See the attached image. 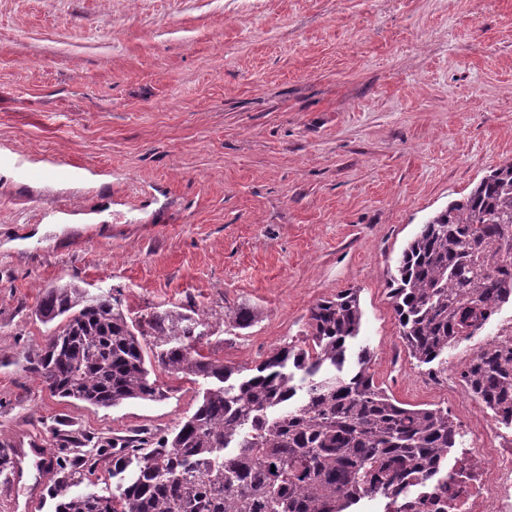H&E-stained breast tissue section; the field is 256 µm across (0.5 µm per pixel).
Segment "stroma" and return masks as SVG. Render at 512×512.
Returning a JSON list of instances; mask_svg holds the SVG:
<instances>
[{
	"label": "stroma",
	"mask_w": 512,
	"mask_h": 512,
	"mask_svg": "<svg viewBox=\"0 0 512 512\" xmlns=\"http://www.w3.org/2000/svg\"><path fill=\"white\" fill-rule=\"evenodd\" d=\"M14 151L42 168L22 178ZM512 162V0H0V453L56 429L98 442L171 433L202 386L104 409L26 372L64 283L130 316L212 325L204 354L250 368L302 339L345 288L355 347L399 401L448 406L388 298L419 224ZM94 169L88 180L65 163ZM70 203L92 222L50 224ZM254 321L225 331L224 310Z\"/></svg>",
	"instance_id": "stroma-1"
}]
</instances>
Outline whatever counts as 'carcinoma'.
I'll return each mask as SVG.
<instances>
[{
  "label": "carcinoma",
  "mask_w": 512,
  "mask_h": 512,
  "mask_svg": "<svg viewBox=\"0 0 512 512\" xmlns=\"http://www.w3.org/2000/svg\"><path fill=\"white\" fill-rule=\"evenodd\" d=\"M512 163L485 175L407 243L387 282L400 336L433 378L448 372V351L484 335L488 310L512 295ZM43 323H65L25 356L50 392L99 408L157 401L162 386L148 364L205 384L194 412L168 435L97 448L110 459L108 495L80 490L91 458L61 461L48 485L54 512H353L360 499L389 502L409 486L439 482L461 432L438 405L394 399L359 352V290L347 288L310 310L303 339L275 349L253 373L199 350L206 322L179 306L129 316L121 300L54 286L41 297ZM253 314L224 310V325L246 329ZM465 389L512 419V353L483 342L464 367Z\"/></svg>",
  "instance_id": "carcinoma-1"
}]
</instances>
